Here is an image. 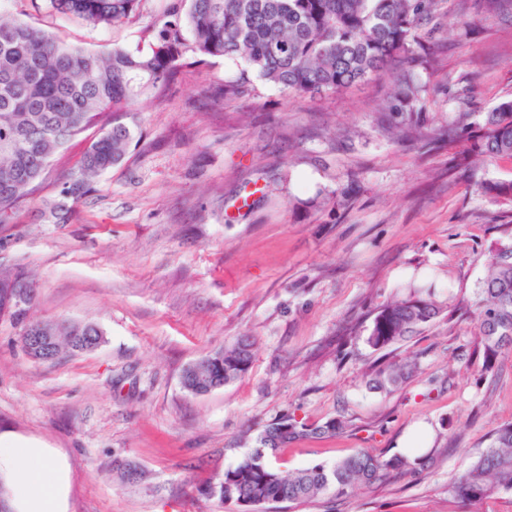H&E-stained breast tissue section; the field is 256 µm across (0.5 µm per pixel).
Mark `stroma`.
Segmentation results:
<instances>
[{"mask_svg": "<svg viewBox=\"0 0 512 512\" xmlns=\"http://www.w3.org/2000/svg\"><path fill=\"white\" fill-rule=\"evenodd\" d=\"M166 0H141L124 23L93 26L48 0H0V17L92 50L149 51L142 31ZM445 31L423 42L418 125L394 141L382 126L390 78L345 91L286 95L252 79L220 93L240 62L183 68L124 121L133 143L71 214L53 217L60 184L93 139L50 162L12 223L0 224V270L30 275L32 319L92 323L95 350L29 359L19 326L0 319V434L34 439L70 467L68 512H236L201 495L266 425L290 417L336 433L280 448L284 471L360 451L415 459V471L343 496L261 512H512V493L460 506L449 482L512 424V352L485 370L474 318L496 247L512 244V206L479 183L512 180V159L454 167L484 114L512 99V14L446 0ZM456 129L436 148L428 135ZM429 292L433 321L377 350L386 303ZM249 371L205 395L180 385L191 363L238 337ZM414 363L388 391L370 382Z\"/></svg>", "mask_w": 512, "mask_h": 512, "instance_id": "1", "label": "stroma"}]
</instances>
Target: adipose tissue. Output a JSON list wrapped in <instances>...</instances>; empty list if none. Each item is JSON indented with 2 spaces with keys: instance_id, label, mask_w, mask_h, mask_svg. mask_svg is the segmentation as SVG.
I'll list each match as a JSON object with an SVG mask.
<instances>
[{
  "instance_id": "adipose-tissue-1",
  "label": "adipose tissue",
  "mask_w": 512,
  "mask_h": 512,
  "mask_svg": "<svg viewBox=\"0 0 512 512\" xmlns=\"http://www.w3.org/2000/svg\"><path fill=\"white\" fill-rule=\"evenodd\" d=\"M0 482L9 512H67L68 470L48 449L0 441Z\"/></svg>"
}]
</instances>
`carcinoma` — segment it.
I'll return each mask as SVG.
<instances>
[{
	"mask_svg": "<svg viewBox=\"0 0 512 512\" xmlns=\"http://www.w3.org/2000/svg\"><path fill=\"white\" fill-rule=\"evenodd\" d=\"M140 0H49L52 10L92 24H113L132 13ZM443 0H172L163 16L149 24L150 52L114 47L94 51L61 42L41 28L0 19V224L12 222L18 204L32 195L36 181L52 157L72 138L96 122L100 134L61 185L54 209L66 211L95 190L96 180L120 164L132 141L120 121L131 104L173 80L185 55L240 60L245 68L224 82V96L243 92L254 76L282 93L337 92L373 73L398 64L393 78L392 108L407 115V136L421 86L415 67L422 57L420 26L433 19ZM512 158V99L485 113L471 145L457 154L467 167L476 158ZM502 203H512V181L479 185ZM28 281L22 274L0 275V318L20 327L24 352L39 356L26 341V328L36 324L27 310H6L8 290ZM440 313L422 296L395 300L375 313L367 343L380 349L402 340ZM476 324L485 367L490 370L505 349H512V245L497 252L481 283ZM50 334L67 337L54 354L90 352L98 342L91 328L75 335V325L43 323ZM211 379L229 384L248 372L252 343L244 338L199 360ZM412 370L395 365L373 379L387 390ZM330 421L309 429L283 418L267 425L257 447L238 464L201 489L208 498L242 510L286 500L301 503L324 494L345 496L368 488L391 472L411 467L406 456L388 459L358 452L333 466L316 464L286 475L269 457L281 446L313 435L333 434ZM500 490L512 491V424L495 432L489 447L459 477L448 494L460 503L473 502Z\"/></svg>",
	"mask_w": 512,
	"mask_h": 512,
	"instance_id": "cac0c4a2",
	"label": "carcinoma"
}]
</instances>
